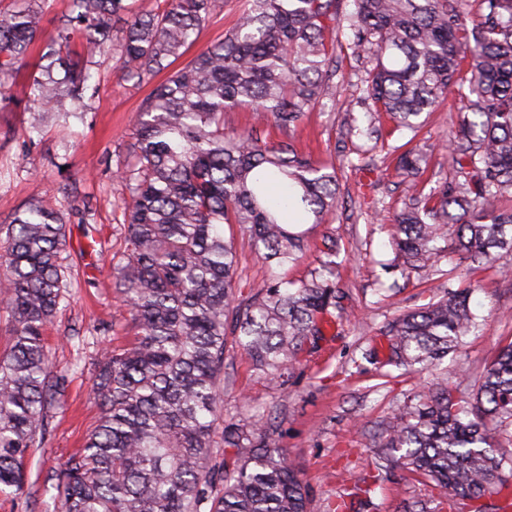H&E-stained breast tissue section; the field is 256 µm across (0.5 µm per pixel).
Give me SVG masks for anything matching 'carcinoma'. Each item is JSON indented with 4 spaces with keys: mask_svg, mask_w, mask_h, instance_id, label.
<instances>
[{
    "mask_svg": "<svg viewBox=\"0 0 512 512\" xmlns=\"http://www.w3.org/2000/svg\"><path fill=\"white\" fill-rule=\"evenodd\" d=\"M45 0H17L0 13V103L38 39ZM69 9L34 72L29 105L57 117L85 111L95 57L112 49L135 85L167 70L209 22L217 0H166L137 14L128 0H68ZM245 0L217 43L173 71L136 119L135 161L117 168L128 191L126 250L113 264L115 288L134 324L133 340L104 350L92 393L102 409L83 448L47 476L59 512H309V492L280 446L279 424L224 418L227 337L265 378L280 385L303 346L321 335L318 318L338 307L336 240L299 282L266 280L238 292L239 261L224 225L247 228L272 266L300 261L304 233L285 212L326 223L337 204L336 170L316 164L287 135L306 113L336 97L340 25L362 60L363 94L400 131L449 97L467 112L449 147L454 176L419 187L425 157L399 153L395 171L412 194L396 215L399 255L433 269L453 240L473 263L512 250V0ZM82 51L70 53L74 34ZM254 112L227 131L224 113ZM59 211L31 204L0 227V312L13 324L0 358V490L26 495L24 460L62 409L45 330L59 313L71 272ZM471 291L448 289L403 313L383 334L386 364L431 368L477 326ZM473 393L443 383L422 389L371 434L374 474L335 512H363L371 485L404 470L439 491L436 505L404 512H500L512 497V457L493 432L512 435V341L472 377Z\"/></svg>",
    "mask_w": 512,
    "mask_h": 512,
    "instance_id": "cac0c4a2",
    "label": "carcinoma"
}]
</instances>
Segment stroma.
<instances>
[{
  "label": "stroma",
  "instance_id": "stroma-1",
  "mask_svg": "<svg viewBox=\"0 0 512 512\" xmlns=\"http://www.w3.org/2000/svg\"><path fill=\"white\" fill-rule=\"evenodd\" d=\"M243 0H219L211 21L196 36L193 51L210 46L236 22ZM342 50L336 98L292 129L295 145L317 163L335 167L338 203L324 224L302 225L309 249L286 267L293 280L309 278L322 258L323 239L339 246L336 277L348 296L326 324L323 336L306 347L285 385L270 383L237 349L224 352V416L247 420L266 411L279 415L280 445L299 470L311 497V512H333L337 500L368 477L369 429L403 405L406 397L431 382L457 384L482 371L512 341V252L500 253L493 267L471 269L448 248L439 272L406 268L393 246L395 216L408 187L394 174L387 152L412 142L429 157L434 179L451 178L449 139L462 121L459 105L431 113L416 137L393 132L388 119L376 125L375 140L347 132L348 116L364 118L367 104L359 69ZM29 69H21L0 108V224L32 202L59 208L68 230L67 264L76 273L69 297L45 332L65 406L52 420L45 444L26 457L29 495L0 492V512H56V490L46 476L83 447L100 409L92 398L93 365L102 349L128 344L131 316L112 283V261L125 249L120 226L126 195L116 178L130 160L136 114L151 85L123 81L112 61L99 69L97 92L87 98L82 119H52L25 111ZM240 260L241 289L271 278L275 271L254 253L239 225L224 228ZM472 286L478 327L454 354L433 370H398L384 365L382 330L400 313L437 300L447 287ZM429 487L394 471L372 493V512H402L405 504L426 501Z\"/></svg>",
  "mask_w": 512,
  "mask_h": 512
}]
</instances>
